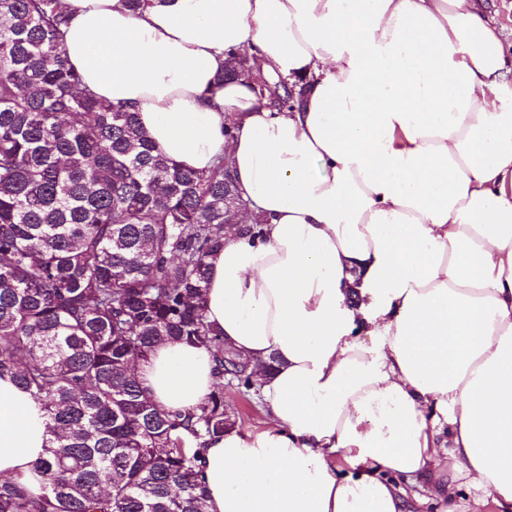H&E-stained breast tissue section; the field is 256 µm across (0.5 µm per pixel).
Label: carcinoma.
<instances>
[{
	"instance_id": "cac0c4a2",
	"label": "carcinoma",
	"mask_w": 512,
	"mask_h": 512,
	"mask_svg": "<svg viewBox=\"0 0 512 512\" xmlns=\"http://www.w3.org/2000/svg\"><path fill=\"white\" fill-rule=\"evenodd\" d=\"M68 24L60 0H0V379L48 435L37 486L0 478V512H203L197 461L237 424L224 381L255 387L205 314L232 162L183 167L98 99L65 56ZM171 340L216 363L184 413L132 370Z\"/></svg>"
}]
</instances>
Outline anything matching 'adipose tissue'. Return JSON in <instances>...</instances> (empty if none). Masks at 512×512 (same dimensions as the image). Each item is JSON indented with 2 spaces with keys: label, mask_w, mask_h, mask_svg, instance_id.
<instances>
[{
  "label": "adipose tissue",
  "mask_w": 512,
  "mask_h": 512,
  "mask_svg": "<svg viewBox=\"0 0 512 512\" xmlns=\"http://www.w3.org/2000/svg\"><path fill=\"white\" fill-rule=\"evenodd\" d=\"M83 83L182 166L233 162L257 239L210 258L206 317L256 366L261 431L210 441L204 512H512V43L481 0H62ZM300 81L294 109L232 56ZM275 358L273 371L264 368ZM208 350L136 372L170 411L211 392ZM42 424L0 381V477Z\"/></svg>",
  "instance_id": "adipose-tissue-1"
}]
</instances>
